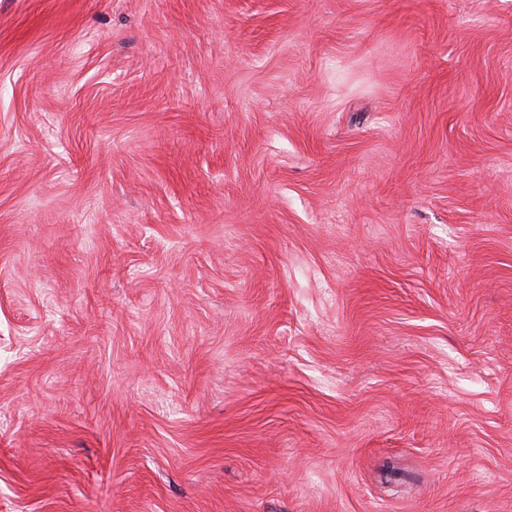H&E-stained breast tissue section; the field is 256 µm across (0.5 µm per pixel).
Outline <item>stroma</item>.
I'll return each mask as SVG.
<instances>
[{
    "mask_svg": "<svg viewBox=\"0 0 512 512\" xmlns=\"http://www.w3.org/2000/svg\"><path fill=\"white\" fill-rule=\"evenodd\" d=\"M0 512H512V0H0Z\"/></svg>",
    "mask_w": 512,
    "mask_h": 512,
    "instance_id": "obj_1",
    "label": "stroma"
}]
</instances>
